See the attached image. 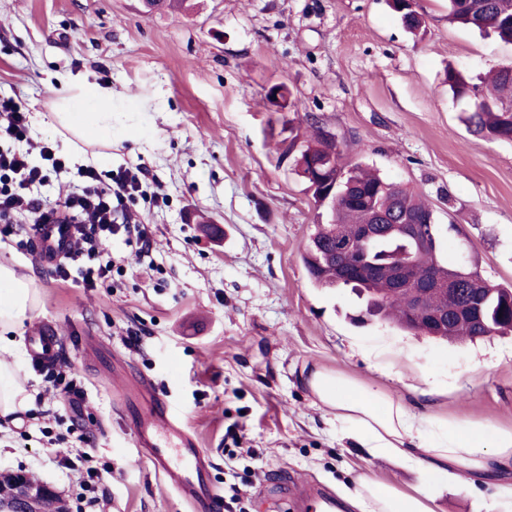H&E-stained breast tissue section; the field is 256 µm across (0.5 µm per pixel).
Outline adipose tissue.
<instances>
[{
    "label": "adipose tissue",
    "mask_w": 512,
    "mask_h": 512,
    "mask_svg": "<svg viewBox=\"0 0 512 512\" xmlns=\"http://www.w3.org/2000/svg\"><path fill=\"white\" fill-rule=\"evenodd\" d=\"M39 120L88 144L111 143L112 89L87 82L74 86ZM36 301L32 281L0 264L1 344L22 347L12 332ZM304 384L314 403L328 409L337 438L357 440L376 455L400 458L422 475L421 484L407 490L361 476L354 490L342 492L355 512H435L432 485L457 482L464 472L491 489L487 512H512V428L423 418L387 390L337 371L316 369ZM33 399L15 364L0 361V419L28 410Z\"/></svg>",
    "instance_id": "ef3b65f1"
}]
</instances>
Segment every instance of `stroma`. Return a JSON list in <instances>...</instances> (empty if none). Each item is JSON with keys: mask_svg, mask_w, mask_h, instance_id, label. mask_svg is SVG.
Masks as SVG:
<instances>
[{"mask_svg": "<svg viewBox=\"0 0 512 512\" xmlns=\"http://www.w3.org/2000/svg\"><path fill=\"white\" fill-rule=\"evenodd\" d=\"M416 38L387 0H0V97L49 112L59 76L112 87V142L87 145L103 174L139 165L164 203L142 214L150 258L115 239L106 285L61 280L38 262L26 229L0 235V264L28 275L38 304L17 329L43 322L65 339V368L0 349L42 403L0 428V470L54 486L68 512H190L121 418L142 404L138 377L190 420L211 449L220 490L243 486L230 512H288L312 488H354L368 474L401 487L421 474L396 458L337 441L301 378L310 367L384 388L416 414L512 427V335L446 342L384 320L353 322L360 301L308 275L303 254L331 207L315 205L285 149L310 135L307 116L345 163L428 196L442 257L478 260L489 284H512V142L469 132L446 74L512 66V44L450 24L448 0H414ZM275 84L288 91L268 100ZM222 225V236L208 233ZM391 339L405 356L376 367L362 349ZM71 393H64V386ZM86 394L78 402L73 391ZM243 447L228 455L232 435Z\"/></svg>", "mask_w": 512, "mask_h": 512, "instance_id": "35a3bbf8", "label": "stroma"}]
</instances>
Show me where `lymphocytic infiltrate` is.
<instances>
[{"mask_svg": "<svg viewBox=\"0 0 512 512\" xmlns=\"http://www.w3.org/2000/svg\"><path fill=\"white\" fill-rule=\"evenodd\" d=\"M27 115L11 97H0V217L38 215L47 223L51 215L79 225L82 246L80 255L95 259L110 243L112 237H135L140 252H148L151 244L149 225L133 220L121 209L124 199L149 198L159 202L160 192H146V174L142 168L125 169L114 182H106L94 167L79 169L81 179L75 191L65 199L49 205L37 195L39 187L48 185L52 175L66 171V161L52 147L38 148V159L29 153L12 149L15 141L27 134Z\"/></svg>", "mask_w": 512, "mask_h": 512, "instance_id": "obj_1", "label": "lymphocytic infiltrate"}]
</instances>
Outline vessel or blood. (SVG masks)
<instances>
[{
	"instance_id": "b4317fda",
	"label": "vessel or blood",
	"mask_w": 512,
	"mask_h": 512,
	"mask_svg": "<svg viewBox=\"0 0 512 512\" xmlns=\"http://www.w3.org/2000/svg\"><path fill=\"white\" fill-rule=\"evenodd\" d=\"M76 234L73 224L35 225L32 238L37 260L54 266L70 257ZM59 354V338L53 326L41 323L32 338L33 362L49 367ZM127 417L137 448L192 512H222L224 499L211 474L212 452L199 446L188 423L174 417L168 402L151 397L145 407L128 411Z\"/></svg>"
}]
</instances>
